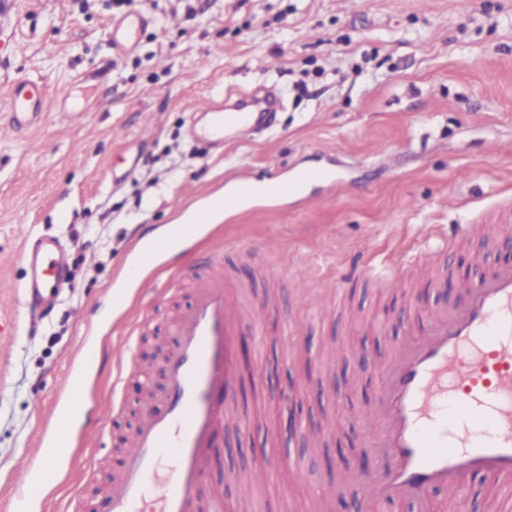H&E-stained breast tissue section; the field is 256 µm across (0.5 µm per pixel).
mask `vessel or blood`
I'll use <instances>...</instances> for the list:
<instances>
[{"instance_id": "b4317fda", "label": "vessel or blood", "mask_w": 512, "mask_h": 512, "mask_svg": "<svg viewBox=\"0 0 512 512\" xmlns=\"http://www.w3.org/2000/svg\"><path fill=\"white\" fill-rule=\"evenodd\" d=\"M130 11L113 23V56L134 48L149 25ZM44 86L24 77L12 82L6 127L13 135L36 127L46 109ZM206 126L193 134L215 144L243 135L259 122L249 105L227 111L205 107ZM335 184L336 174L303 170L283 179L280 195H302L307 183ZM235 193L211 191L215 209L246 210L252 186L238 177ZM52 236L24 246L32 267L23 288L29 314L50 309L68 272ZM414 270L446 275L441 251L419 253ZM453 305L428 311L420 331L401 337L381 369V385L366 416L369 446L381 459L362 480L368 512L376 505L406 501L413 512H433L431 492L463 484L482 473L512 485V262L487 266L457 282ZM245 318L224 285L222 268L198 285L191 303L172 328L175 343L164 358L166 384L151 391L130 435L127 451L111 483L97 494L96 512H138L152 499L154 512H199V488L210 466L211 437L220 425L240 419L231 406L239 387L233 340ZM82 376L67 375V398L44 412L35 460L17 477L12 512H34L42 494L59 480L61 446L72 445L73 426L83 399Z\"/></svg>"}]
</instances>
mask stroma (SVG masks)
I'll use <instances>...</instances> for the list:
<instances>
[{"label":"stroma","mask_w":512,"mask_h":512,"mask_svg":"<svg viewBox=\"0 0 512 512\" xmlns=\"http://www.w3.org/2000/svg\"><path fill=\"white\" fill-rule=\"evenodd\" d=\"M149 15L136 49L112 61L110 23ZM0 113L20 77L40 79L48 105L33 130L0 136V281L24 283V235L66 248L69 281L52 312L30 315L0 289V512L17 466L38 445L33 404H50L87 329L71 311L105 319L87 384L86 444L72 449L37 512H70L87 478L102 489L144 411L155 357L170 324L218 256L245 310L273 312L237 340L240 427L220 430L203 484L221 512H342L336 486L375 467L361 419L380 384L379 365L408 325L447 303L425 274L404 264L447 244L469 263L473 239L459 226L512 225V0H0ZM111 73L99 86L81 73ZM271 91L269 126L227 137L223 148L192 136L197 105L229 91ZM306 168L335 170L288 200L215 221L170 264L158 285L112 312L113 290L135 243L177 221L179 210L234 175L273 181ZM285 265L262 276L264 245ZM341 291L320 311L321 278ZM136 371L116 384L120 358ZM261 483H250L253 471ZM491 512L512 497L491 477L441 492Z\"/></svg>","instance_id":"35a3bbf8"}]
</instances>
